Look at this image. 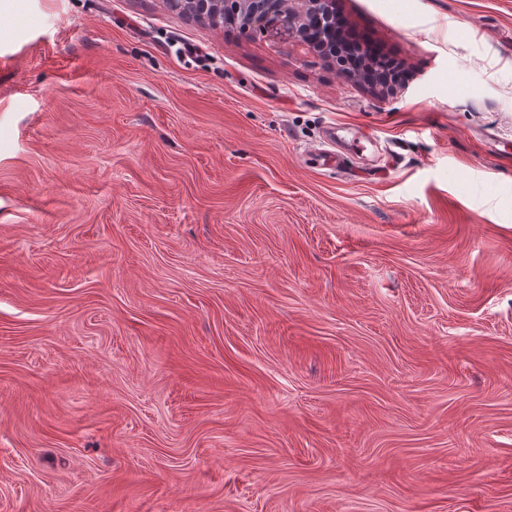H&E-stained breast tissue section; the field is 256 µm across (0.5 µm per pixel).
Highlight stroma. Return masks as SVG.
Returning a JSON list of instances; mask_svg holds the SVG:
<instances>
[{
    "mask_svg": "<svg viewBox=\"0 0 512 512\" xmlns=\"http://www.w3.org/2000/svg\"><path fill=\"white\" fill-rule=\"evenodd\" d=\"M336 8L0 0V512H512V0ZM165 4L172 12L214 27L224 26L229 12L233 11L246 35L266 32L288 36L311 51L317 50L304 39V25L314 20L322 29L336 14L335 0H165ZM344 28V20L336 14V27L328 37V44H345L348 58L357 62L362 58L361 46L348 35L353 44L345 38Z\"/></svg>",
    "mask_w": 512,
    "mask_h": 512,
    "instance_id": "1",
    "label": "stroma"
}]
</instances>
